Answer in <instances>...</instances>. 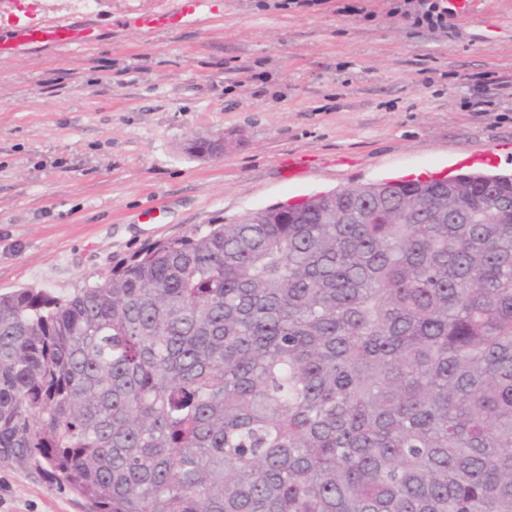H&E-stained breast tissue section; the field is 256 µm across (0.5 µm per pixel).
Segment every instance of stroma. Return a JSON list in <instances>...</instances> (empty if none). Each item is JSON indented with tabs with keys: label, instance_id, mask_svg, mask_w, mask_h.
I'll list each match as a JSON object with an SVG mask.
<instances>
[{
	"label": "stroma",
	"instance_id": "stroma-1",
	"mask_svg": "<svg viewBox=\"0 0 512 512\" xmlns=\"http://www.w3.org/2000/svg\"><path fill=\"white\" fill-rule=\"evenodd\" d=\"M176 3L0 0V42L29 23L99 28L0 52V292L67 295L156 241L320 192L512 174V0H472L444 36L404 0H224L178 30L137 25ZM217 135L222 158L187 152ZM89 508L0 451V512Z\"/></svg>",
	"mask_w": 512,
	"mask_h": 512
}]
</instances>
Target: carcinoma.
<instances>
[{"mask_svg": "<svg viewBox=\"0 0 512 512\" xmlns=\"http://www.w3.org/2000/svg\"><path fill=\"white\" fill-rule=\"evenodd\" d=\"M0 448L92 512H512V178L347 188L0 293Z\"/></svg>", "mask_w": 512, "mask_h": 512, "instance_id": "obj_1", "label": "carcinoma"}]
</instances>
